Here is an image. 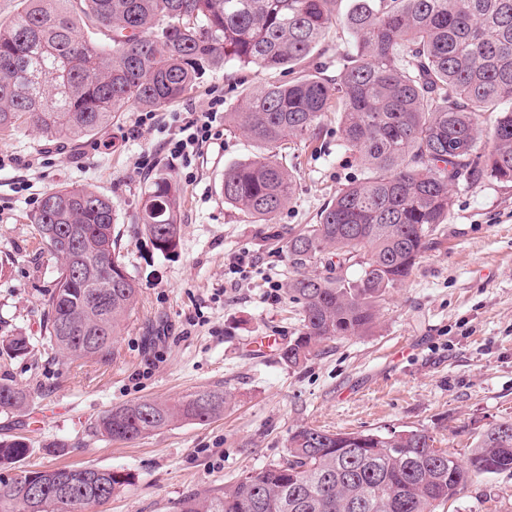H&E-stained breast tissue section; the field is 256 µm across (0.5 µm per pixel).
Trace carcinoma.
I'll return each instance as SVG.
<instances>
[{
    "label": "carcinoma",
    "instance_id": "carcinoma-1",
    "mask_svg": "<svg viewBox=\"0 0 512 512\" xmlns=\"http://www.w3.org/2000/svg\"><path fill=\"white\" fill-rule=\"evenodd\" d=\"M0 25V134L22 127L49 141L93 138L130 107L156 111L187 95L207 70L232 66L288 78L251 85L224 119L257 146L224 172V202L270 224L288 203L294 175L285 141L313 139L324 114L341 124V147L365 169L344 185L316 223L288 230V293L301 329L281 349L290 367L318 343L369 336L391 290L412 273L438 225L448 220L449 186L512 182V0H21ZM339 27L355 52L336 57V77L302 68ZM45 243L60 246L45 299L44 335L66 356H105L138 302L140 286L116 254L112 199L72 186L44 195L29 215ZM144 233L160 252L180 240L176 185L159 177L142 207ZM320 266L310 273L307 268ZM358 266V274L348 270ZM76 336H95L82 353ZM30 339L0 341L8 354ZM228 395L204 391L166 403L114 407L97 434L134 441L177 420L207 423ZM27 393L0 383V411H20ZM0 440V466L28 454ZM512 470V421L488 426L465 463L434 447L423 430L332 433L301 426L287 455L218 491L190 493L175 512H437L471 477ZM27 471L0 479V512H88L129 486L121 471Z\"/></svg>",
    "mask_w": 512,
    "mask_h": 512
}]
</instances>
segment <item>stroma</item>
<instances>
[{"instance_id": "1", "label": "stroma", "mask_w": 512, "mask_h": 512, "mask_svg": "<svg viewBox=\"0 0 512 512\" xmlns=\"http://www.w3.org/2000/svg\"><path fill=\"white\" fill-rule=\"evenodd\" d=\"M254 73H206L171 106L141 121L129 108L79 143L32 130L0 135V336L29 337V354L0 353V382L24 389L27 407L0 413V439L29 454L0 468L90 466L123 470L133 483L94 512H173L183 495L221 489L287 454L300 426L333 433L420 429L436 447L466 459L483 427L512 420V183L486 180L449 190L450 211L406 281L391 291L370 336L326 340L292 368L280 349L298 334L288 298V231L316 213L360 167L340 147L335 116L313 140H291L285 162L296 180L274 223L225 204L231 164L255 145L228 123L190 163L169 157L173 113L207 108L213 88L224 109L242 104ZM150 157L152 167L137 163ZM179 190L180 242L156 250L139 222L155 178ZM84 185L117 206L119 251L141 292L107 357L66 359L44 337V303L58 263L28 216L48 192ZM253 259L240 276L236 259ZM226 392L222 416L179 421L132 442L93 435L112 407L151 398ZM440 512H512V472L481 475Z\"/></svg>"}]
</instances>
